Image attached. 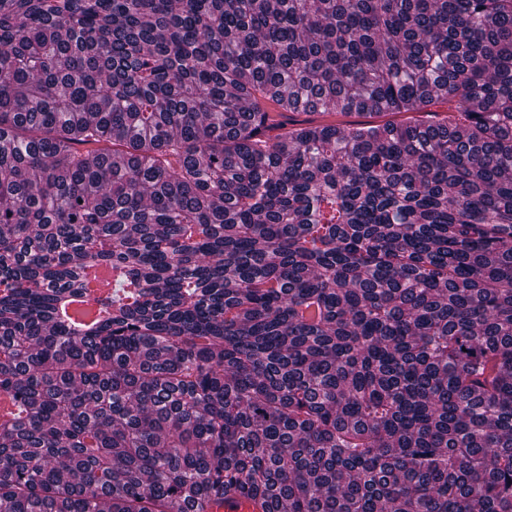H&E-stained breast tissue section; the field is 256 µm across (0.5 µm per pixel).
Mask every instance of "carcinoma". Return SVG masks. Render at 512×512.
Returning <instances> with one entry per match:
<instances>
[{
  "instance_id": "obj_1",
  "label": "carcinoma",
  "mask_w": 512,
  "mask_h": 512,
  "mask_svg": "<svg viewBox=\"0 0 512 512\" xmlns=\"http://www.w3.org/2000/svg\"><path fill=\"white\" fill-rule=\"evenodd\" d=\"M0 391V512H512V0H0ZM329 114L322 116L321 114H300L297 118L300 120H313L319 121L327 119L328 121H335L343 125L360 124L365 126L383 124L385 122L401 123L414 114H390L388 112L375 113V112H350L346 114Z\"/></svg>"
}]
</instances>
